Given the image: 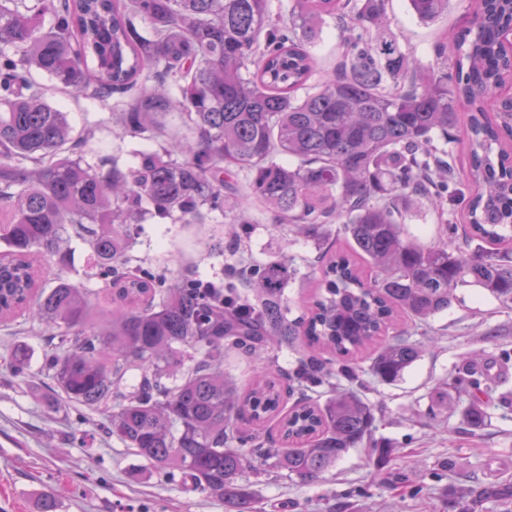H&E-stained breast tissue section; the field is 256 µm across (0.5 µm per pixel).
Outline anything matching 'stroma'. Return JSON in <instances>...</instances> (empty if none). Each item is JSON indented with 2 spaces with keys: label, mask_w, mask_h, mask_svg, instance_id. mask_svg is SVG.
<instances>
[{
  "label": "stroma",
  "mask_w": 512,
  "mask_h": 512,
  "mask_svg": "<svg viewBox=\"0 0 512 512\" xmlns=\"http://www.w3.org/2000/svg\"><path fill=\"white\" fill-rule=\"evenodd\" d=\"M389 28L401 49L422 65H438V46L449 29L462 30L469 14L465 0H451L447 15L423 23L407 0H389ZM52 106L66 112L74 134L93 130L89 160L119 157L132 163L133 151L158 144L126 134L109 108L54 89L39 76ZM252 220L235 252H228L225 219L211 224H175L149 219L134 235L133 264L156 268L168 279L190 275L223 278L230 257L260 263L290 262L288 285L293 314L314 292L321 272L313 260L314 240L276 222L274 212L255 203ZM406 239L433 245L443 229L425 202L413 201L403 226ZM71 264H44L46 281L62 276L95 290L94 312L112 307L98 279L88 277L89 248L72 241ZM448 311L411 326L423 355L395 383L379 382L368 359H360L365 400L375 407L376 429L370 441L350 451L314 483L280 476L245 475L258 512H507L500 488L512 484V307L474 287L456 288ZM29 353L28 367L16 377L6 366L16 346ZM44 327L17 318L0 323V512H225L223 503L189 485L164 480L156 470L106 432L105 415L54 395L44 358L49 351ZM474 361L476 376L494 400L485 426L470 427L463 406L430 418L434 390L455 376L463 361Z\"/></svg>",
  "instance_id": "35a3bbf8"
}]
</instances>
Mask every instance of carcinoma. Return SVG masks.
Masks as SVG:
<instances>
[{
	"instance_id": "obj_1",
	"label": "carcinoma",
	"mask_w": 512,
	"mask_h": 512,
	"mask_svg": "<svg viewBox=\"0 0 512 512\" xmlns=\"http://www.w3.org/2000/svg\"><path fill=\"white\" fill-rule=\"evenodd\" d=\"M387 3L287 0L274 18L270 0H0V322L24 311L43 325L55 341L46 366L68 401L106 412L107 433L161 477L233 512H257L246 472L313 482L372 438L374 406L337 383L359 381V365L336 358L391 329L369 371L393 383L422 353L410 326L447 310L455 288L512 304V251L485 248L512 243V112L495 100L512 79L501 41L512 0H470L469 26L438 48L453 46V61L437 69L401 50ZM408 5L429 23L451 0ZM327 17L344 34L342 73L312 84ZM34 71L75 99L130 95L115 111L146 140L167 137L158 117L173 111L190 135L136 153L131 166L92 164L90 136H73ZM461 125L466 176L455 155ZM236 168L250 171L241 185ZM242 189L314 240L343 226L349 252H320L321 290L305 313L291 316L284 262L232 263L207 291L190 277L172 285L128 270L136 225L204 224L225 212L224 192ZM403 199L426 201L440 224L460 208L462 243L404 239ZM69 237L88 246L94 276L111 288L112 310L96 322L86 289L40 284L41 257L69 265ZM361 262L375 271L367 282ZM284 348L298 354L289 374L273 357ZM240 351L259 362L245 387L224 372ZM28 359L15 347L10 370L24 373ZM133 367L141 376L129 387ZM471 372L466 364L436 388L432 414L463 395L468 424L485 423L487 390L466 381ZM320 386L323 401L308 394ZM271 420L276 439L263 433Z\"/></svg>"
}]
</instances>
